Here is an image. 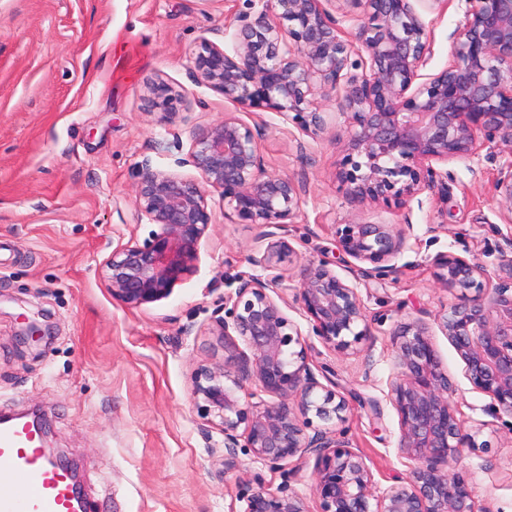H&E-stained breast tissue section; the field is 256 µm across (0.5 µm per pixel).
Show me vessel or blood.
<instances>
[{
	"instance_id": "1",
	"label": "vessel or blood",
	"mask_w": 512,
	"mask_h": 512,
	"mask_svg": "<svg viewBox=\"0 0 512 512\" xmlns=\"http://www.w3.org/2000/svg\"><path fill=\"white\" fill-rule=\"evenodd\" d=\"M0 512H87L73 477L24 423L0 424Z\"/></svg>"
}]
</instances>
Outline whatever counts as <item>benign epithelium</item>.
I'll list each match as a JSON object with an SVG mask.
<instances>
[{
    "label": "benign epithelium",
    "mask_w": 512,
    "mask_h": 512,
    "mask_svg": "<svg viewBox=\"0 0 512 512\" xmlns=\"http://www.w3.org/2000/svg\"><path fill=\"white\" fill-rule=\"evenodd\" d=\"M258 12H238L234 54L204 39L194 77L236 108L190 130L189 178L140 165L136 199L158 230L139 244L112 252L104 278L112 299L140 307L167 298L196 270L201 239L212 224L208 197L216 191L240 224H256L270 240L252 263L271 271L292 257L288 224L301 206L288 175L270 172L258 148L260 124L239 113H276L285 125L317 136L327 125L316 96L335 94L350 127L341 142L338 189L374 205L403 208L427 194L443 199L448 172L439 165L467 158L482 146L512 156V0H464L465 21L454 33L451 61L424 74L434 38L422 12L441 13L451 0H263ZM358 14L353 33L336 14ZM180 94L167 82L149 86L150 106L174 110ZM498 204L512 214V162L494 183ZM412 225L352 220L336 225L339 252L360 263L359 276L385 280ZM436 278L453 295L438 314L439 327L464 363L466 378L489 394L495 409L512 415V257L489 270L474 259L441 255ZM295 301L313 335L347 352L368 335L357 291L321 259L296 268ZM230 318L215 320L212 335L224 345V364H202L191 396L201 430L224 435V470L238 467L237 448L278 465L309 455L320 512H490L480 506L469 479L449 471L473 436L457 416L448 374L425 323L396 333L392 388L399 416V448L412 460L408 473L374 495L366 458L343 428L349 404L324 385L305 348L295 351L297 327L284 312L288 285L237 277ZM255 385L257 391L249 390ZM273 400H256L257 392ZM322 427L313 429L314 422ZM243 512H308L304 500L281 490L244 497Z\"/></svg>",
    "instance_id": "1"
}]
</instances>
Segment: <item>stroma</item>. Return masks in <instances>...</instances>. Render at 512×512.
Wrapping results in <instances>:
<instances>
[{
  "mask_svg": "<svg viewBox=\"0 0 512 512\" xmlns=\"http://www.w3.org/2000/svg\"><path fill=\"white\" fill-rule=\"evenodd\" d=\"M246 8L247 0H0V414L42 413L47 445L79 466L91 512H242V492L280 487L319 509L313 459L274 467L242 451L239 468L224 471V437L202 434L191 397L197 365L224 360L210 328L235 276L263 272L254 263L268 247L259 226L225 217L215 193L197 271L168 298L127 307L103 277L113 250L154 230L136 200L141 162L195 177L185 163L190 127L231 111L196 83L194 58L205 39L232 51L224 24ZM464 11L463 0H450L442 14H425L435 38L426 73L448 65ZM160 80L183 97L170 123L147 103ZM319 105L329 123L315 137L273 112L258 117L269 170L294 178L301 195L288 227L294 255L280 274L292 278L296 263L325 258L352 281L336 252L337 224L408 220L412 228L394 260L397 276L358 284L369 334L357 352L322 343L298 303L285 313L310 363L348 400L344 427L378 494L412 465L398 448L391 400L394 333L424 320L475 440L450 469L470 478L481 506L512 512V416L469 382L441 331L436 316L453 297L434 264L453 254L492 269L512 253V218L493 189L508 155L485 147L448 162L447 203L422 194L403 209L376 207L337 190L346 124L334 97ZM27 318L44 325L40 341L22 337Z\"/></svg>",
  "mask_w": 512,
  "mask_h": 512,
  "instance_id": "stroma-1",
  "label": "stroma"
}]
</instances>
